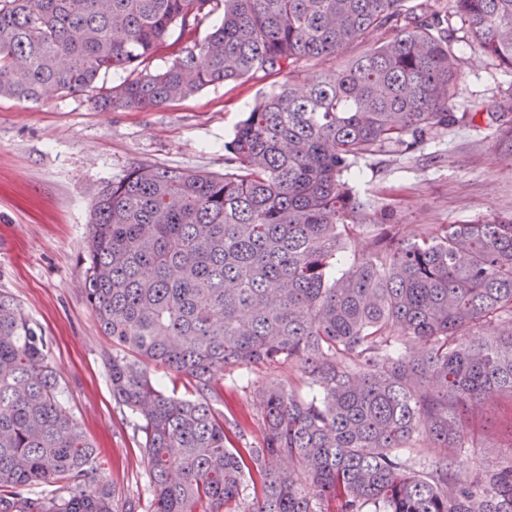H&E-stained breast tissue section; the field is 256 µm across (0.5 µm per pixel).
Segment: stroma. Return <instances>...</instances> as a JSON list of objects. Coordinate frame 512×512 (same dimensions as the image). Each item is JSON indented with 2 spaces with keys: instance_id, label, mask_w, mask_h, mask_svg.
Segmentation results:
<instances>
[{
  "instance_id": "stroma-1",
  "label": "stroma",
  "mask_w": 512,
  "mask_h": 512,
  "mask_svg": "<svg viewBox=\"0 0 512 512\" xmlns=\"http://www.w3.org/2000/svg\"><path fill=\"white\" fill-rule=\"evenodd\" d=\"M450 28L461 59L453 109L475 113L474 122L442 131L406 156L358 159L349 173L366 212L392 209L404 235L512 219V69L482 54L460 18ZM379 38L374 31L337 57L302 63L292 83L341 68ZM280 82L259 72L150 110H101L85 93L39 103L0 99V291L41 327L63 402L97 444L96 477L113 488L118 512L128 501L148 502L149 468L130 411L112 400L106 366L112 339L83 292L79 258L92 203L105 182L139 163L223 172L225 141ZM491 112L496 120H488ZM298 376L285 366L227 372L213 406L250 417L249 439L260 441L253 382L286 385ZM474 413L480 444L456 460L457 472L467 476L512 456V394L478 404Z\"/></svg>"
}]
</instances>
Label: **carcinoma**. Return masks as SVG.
<instances>
[{"instance_id":"1","label":"carcinoma","mask_w":512,"mask_h":512,"mask_svg":"<svg viewBox=\"0 0 512 512\" xmlns=\"http://www.w3.org/2000/svg\"><path fill=\"white\" fill-rule=\"evenodd\" d=\"M0 0V97L39 103L123 81L95 104L145 110L256 72L291 74L370 31L384 40L299 91L262 97L224 142V172L137 164L93 203L84 294L116 352L115 403L138 415L146 512H512V457L463 476L470 405L512 393V220L413 239L364 212L359 158L408 154L476 114L450 111L460 59L432 0ZM512 69V0H451ZM201 44L147 64L173 26ZM352 268L337 256L367 222ZM424 348L406 354L407 341ZM301 367L256 387L262 429L213 409L224 372ZM150 365L195 384L157 387ZM428 464L416 471L407 455ZM97 448L60 400L42 329L0 293V512H116ZM52 487L31 497L35 485Z\"/></svg>"}]
</instances>
